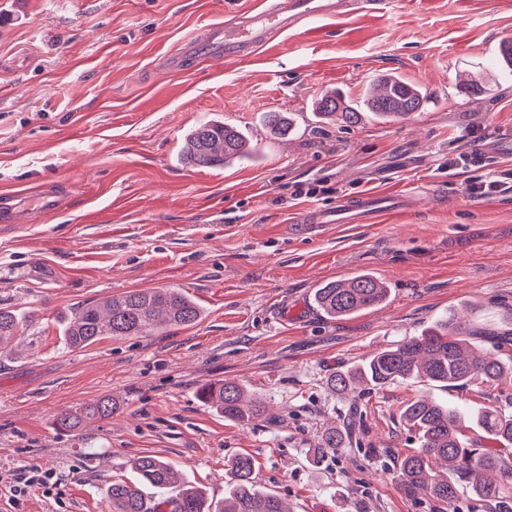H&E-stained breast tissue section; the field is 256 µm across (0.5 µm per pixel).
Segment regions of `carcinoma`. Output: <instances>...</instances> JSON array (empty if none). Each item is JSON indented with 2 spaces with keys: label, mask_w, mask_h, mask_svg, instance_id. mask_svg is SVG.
Here are the masks:
<instances>
[{
  "label": "carcinoma",
  "mask_w": 512,
  "mask_h": 512,
  "mask_svg": "<svg viewBox=\"0 0 512 512\" xmlns=\"http://www.w3.org/2000/svg\"><path fill=\"white\" fill-rule=\"evenodd\" d=\"M424 92L394 74L372 81L362 100L353 104L338 91H326L319 99L317 113L332 121L357 124L370 112L388 123L409 117L419 110ZM265 124L274 134H284L291 126L282 112H268ZM252 149L245 134L220 119L196 124L185 135L180 160L193 168H222L245 162ZM388 295L384 282L369 273H358L341 281L328 282L313 294L316 306L329 318H343L379 305ZM203 315L201 304L180 288L136 290L91 300L77 306L66 322L64 336L71 348H84L105 336H152L167 326L196 323ZM20 320L0 308V353L17 338ZM467 332L451 315L439 323V330L412 336L394 347L381 350L353 370L331 376L332 391L345 392L355 386L380 390L407 381L426 382L448 389L479 382L498 385L512 382V356H501V348L512 343V329L494 338L493 349L475 350ZM199 401L214 407L224 418L248 424L264 410L246 402L243 390L230 382H208L197 390ZM116 411L112 397L103 396L79 410H65L56 419V428L75 433L88 421H104ZM400 417L414 434L416 448L401 459L395 470L401 485L411 495L425 494L440 504L439 512H455L460 489L468 487L485 501L508 503L512 499V461L503 453L512 450V410L488 408L471 413L452 404L422 396L408 400ZM344 435L332 426L321 435V443L309 452L318 465L325 456L343 447ZM231 483L224 494V506L213 507L190 485L170 498L148 504L139 486L158 489L178 485L173 465L155 456L134 461L138 482H114L107 494L111 512H288L283 500L262 491L253 483L254 462L236 455L228 464Z\"/></svg>",
  "instance_id": "carcinoma-1"
}]
</instances>
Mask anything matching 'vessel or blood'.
<instances>
[{
  "label": "vessel or blood",
  "instance_id": "1",
  "mask_svg": "<svg viewBox=\"0 0 512 512\" xmlns=\"http://www.w3.org/2000/svg\"><path fill=\"white\" fill-rule=\"evenodd\" d=\"M388 6L389 0H254L249 11L207 26L199 35L186 40L167 57L166 65L171 72L179 73L193 59H242L312 21L335 20L349 13L379 14ZM401 205L398 198L358 194L339 198L334 206L308 213L305 219L313 232L333 224H374L386 209ZM60 206V196L52 188L43 189L31 199L17 191L0 194V217L5 219H17L30 208L52 214Z\"/></svg>",
  "mask_w": 512,
  "mask_h": 512
}]
</instances>
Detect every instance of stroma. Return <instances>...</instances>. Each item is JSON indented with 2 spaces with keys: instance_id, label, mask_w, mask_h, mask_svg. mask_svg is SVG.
Wrapping results in <instances>:
<instances>
[{
  "instance_id": "stroma-1",
  "label": "stroma",
  "mask_w": 512,
  "mask_h": 512,
  "mask_svg": "<svg viewBox=\"0 0 512 512\" xmlns=\"http://www.w3.org/2000/svg\"><path fill=\"white\" fill-rule=\"evenodd\" d=\"M253 0H0V192L53 185L64 204L32 222H0V307L19 337L0 354V512H110L107 487L136 482L151 454L221 501L226 464L255 460L260 489L292 512H435L389 468L414 440L400 421L425 394L472 408L512 401V383L444 390L404 383L332 391L333 374L420 335L448 313L477 329L473 343L512 324V192L473 201L472 169L449 158L494 153L512 137V0H398L394 9L320 21L255 55L188 64L164 57ZM495 68L486 93L459 86ZM426 90L408 119L325 122L312 106L327 90L359 101L381 73ZM269 112L295 129L271 137ZM213 116L241 128L253 157L221 169L179 160L185 131ZM325 179L332 196L298 198ZM366 192L416 202L380 224H335L296 234L303 212ZM371 273L389 294L351 318L311 302L328 281ZM150 288H181L202 318L153 336L106 337L70 348L62 328L79 304ZM226 380L266 407L243 425L201 403L202 384ZM111 419L75 434L54 421L102 396ZM365 410L363 441L310 465L324 428ZM51 471L49 490L15 495L17 476Z\"/></svg>"
}]
</instances>
